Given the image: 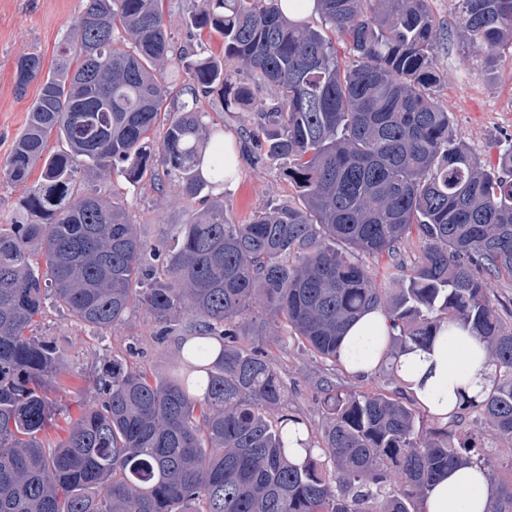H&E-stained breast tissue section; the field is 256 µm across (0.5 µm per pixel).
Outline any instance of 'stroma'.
<instances>
[{
	"label": "stroma",
	"mask_w": 512,
	"mask_h": 512,
	"mask_svg": "<svg viewBox=\"0 0 512 512\" xmlns=\"http://www.w3.org/2000/svg\"><path fill=\"white\" fill-rule=\"evenodd\" d=\"M84 7L85 0H0V164L9 156L40 87L39 82H32L25 95H18L14 83L16 61L22 55L37 53L45 65H52L58 44L73 33ZM429 7L443 32L435 51L440 74L435 95L447 108L457 139L482 163L495 165L499 150L512 142V48L500 50L493 73H486L481 66L483 49L464 50L457 41L459 22L452 0H430ZM200 109L207 112L210 121L223 125L224 136L236 151L238 170L233 188H208L201 198L190 199L170 179L160 190L149 180L131 186L115 173L95 182L96 187L115 190L127 201L130 219L147 242H156L166 225L189 222L206 200L223 202L226 215L234 223L245 224L257 211L298 198L297 188L287 177L291 165L288 158L268 157L257 163L243 151L246 135L258 122L256 109L224 110L215 95L203 99ZM418 253V238L412 234L396 253L374 257L364 254L360 261L380 287L393 288L409 274ZM159 329L154 316L142 307L134 308L123 322L101 332L46 304L36 335L39 341L56 347L76 377L66 390L49 395L55 413L52 438L64 436L70 418L98 403L93 381L104 364L116 359L131 370H143L160 379L168 376L189 334L177 327L162 337ZM262 341L286 386V401L281 410L268 411L270 420H277L283 412L297 416L309 427L312 437H319L328 422L321 390L326 380L344 392H398L405 404L415 403L412 392L405 390L398 377L379 369L363 376L352 375L342 365L322 359L287 338L284 328L268 331ZM451 430L458 438L471 433L479 437L494 475L512 468V438L500 434L481 411L464 412L462 419L452 423Z\"/></svg>",
	"instance_id": "stroma-1"
}]
</instances>
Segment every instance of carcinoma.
Masks as SVG:
<instances>
[{"mask_svg": "<svg viewBox=\"0 0 512 512\" xmlns=\"http://www.w3.org/2000/svg\"><path fill=\"white\" fill-rule=\"evenodd\" d=\"M164 2L86 0L77 40L63 39L49 70L34 53L16 62L18 93L42 85L0 181L41 171L14 223L0 225V512H421L448 468L488 467L477 438L422 432L400 399L328 382V423L302 442L297 464L288 427L302 420L267 419L286 390L263 345L244 339L283 322L336 363L346 329L371 310L392 324L394 359L431 348L443 324L459 326L482 340L495 372L482 400L461 397L449 422L478 408L512 438V330L484 280L512 278V144L488 169L454 139L432 95L440 27L429 0H317L322 31L285 17L281 0H198L188 18L198 40L177 55ZM454 2L462 45L485 46L492 72L497 50L512 46V0ZM212 31L224 36L220 56L205 55ZM226 59L251 82H233ZM171 60L183 83L169 111L156 72ZM263 86L278 89L270 106L256 100ZM215 93L227 111L257 106L244 150L290 159L299 202L247 224L209 204L149 245L127 202L87 192L86 181L112 170L134 186L162 172L198 197L202 165L224 178L223 128L199 107ZM52 136L62 144L53 152ZM413 228L412 273L377 287L357 256L392 254ZM50 300L101 331L144 306L224 345L212 360L197 346L163 379L112 363L97 380L100 404L48 452L47 391L70 377L32 336ZM196 372L206 374L202 398L191 392ZM488 512H512V477L496 484Z\"/></svg>", "mask_w": 512, "mask_h": 512, "instance_id": "cac0c4a2", "label": "carcinoma"}]
</instances>
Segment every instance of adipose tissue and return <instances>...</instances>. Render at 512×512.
I'll return each mask as SVG.
<instances>
[{"instance_id":"ef3b65f1","label":"adipose tissue","mask_w":512,"mask_h":512,"mask_svg":"<svg viewBox=\"0 0 512 512\" xmlns=\"http://www.w3.org/2000/svg\"><path fill=\"white\" fill-rule=\"evenodd\" d=\"M392 329L386 314L369 311L354 321L343 340V362L351 373L374 369L384 357ZM399 375L412 383L415 397L435 416L447 417L460 396L479 398L491 371L477 337L453 328L440 331L432 351L402 353ZM492 487L483 469L467 465L449 470L427 493L423 512H487Z\"/></svg>"}]
</instances>
